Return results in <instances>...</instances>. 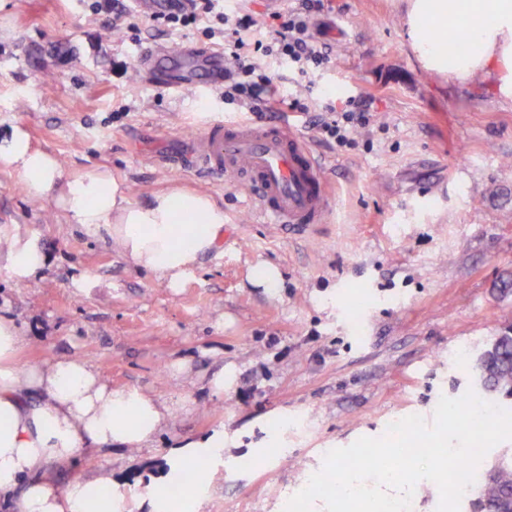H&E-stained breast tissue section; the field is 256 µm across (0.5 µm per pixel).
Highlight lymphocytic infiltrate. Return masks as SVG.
<instances>
[{
  "label": "lymphocytic infiltrate",
  "mask_w": 512,
  "mask_h": 512,
  "mask_svg": "<svg viewBox=\"0 0 512 512\" xmlns=\"http://www.w3.org/2000/svg\"><path fill=\"white\" fill-rule=\"evenodd\" d=\"M311 8V0H304L301 9L273 13L271 40L252 45L242 37L252 24L251 17L225 12L220 0H178L162 20L172 29L204 18L221 24L224 57L228 62L224 72V101L239 106L242 111L259 113L273 111L276 104L272 81L262 71L259 58L275 57L295 64L303 76L309 68L321 66L326 60L311 33ZM327 112L328 119L319 124L322 136L344 146L354 144L359 129L370 122L367 109L352 104L342 110L331 106Z\"/></svg>",
  "instance_id": "lymphocytic-infiltrate-1"
}]
</instances>
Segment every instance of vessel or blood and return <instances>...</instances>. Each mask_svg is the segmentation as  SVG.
<instances>
[{"label":"vessel or blood","mask_w":512,"mask_h":512,"mask_svg":"<svg viewBox=\"0 0 512 512\" xmlns=\"http://www.w3.org/2000/svg\"><path fill=\"white\" fill-rule=\"evenodd\" d=\"M224 67L223 52L188 43L151 46L136 64L142 73L168 69L170 85L177 89L196 88L203 75ZM187 162L245 188L255 217L264 223L304 230L327 218L332 188L325 167L291 119L213 125L197 137Z\"/></svg>","instance_id":"vessel-or-blood-1"}]
</instances>
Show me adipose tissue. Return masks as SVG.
Here are the masks:
<instances>
[{
	"label": "adipose tissue",
	"mask_w": 512,
	"mask_h": 512,
	"mask_svg": "<svg viewBox=\"0 0 512 512\" xmlns=\"http://www.w3.org/2000/svg\"><path fill=\"white\" fill-rule=\"evenodd\" d=\"M463 22L468 44L454 65L443 66L435 32ZM409 25L412 47L429 69L446 70L460 84L483 76L495 96L512 101V0H410ZM0 159L32 195L53 196L86 232L106 230L130 264L168 288L180 287L224 243V209L207 194L174 188L131 202L109 174L63 178L57 159L19 131L0 140ZM0 240L7 244L0 266L14 280L26 281L45 265L38 238L19 225L0 226ZM20 342L18 328L0 320V504L6 512H86L95 491L111 489L108 469L78 475L60 491L44 472L74 467L78 457L106 446L152 447L172 408L139 389L112 387L76 356L19 366Z\"/></svg>",
	"instance_id": "obj_1"
}]
</instances>
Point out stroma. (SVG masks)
Here are the masks:
<instances>
[{
	"label": "stroma",
	"instance_id": "1",
	"mask_svg": "<svg viewBox=\"0 0 512 512\" xmlns=\"http://www.w3.org/2000/svg\"><path fill=\"white\" fill-rule=\"evenodd\" d=\"M103 21L92 0H0V138L21 130L63 177L109 173L133 202L175 186L207 193L229 231L173 290L0 161V225L28 228L47 254L26 282L0 268V318L22 331L15 360L79 356L112 386L172 405L155 447L79 462L111 470L124 512H148L154 481L172 479L174 441L216 430L224 455L176 512H283L300 470L330 450L411 415L432 421L440 397L464 395L457 352L475 356L512 322V103L482 79L451 84L425 68L408 0H321L324 69L307 82L261 61L288 101L308 104L294 122L333 187L326 222L300 235L257 222L232 181L178 166L195 136L243 120L223 82L175 90L161 70L128 76L146 46L213 47L204 23L171 30L139 11L110 32ZM359 97L373 121L357 145L320 142L312 105ZM261 263L278 269L277 287L256 283Z\"/></svg>",
	"mask_w": 512,
	"mask_h": 512
}]
</instances>
